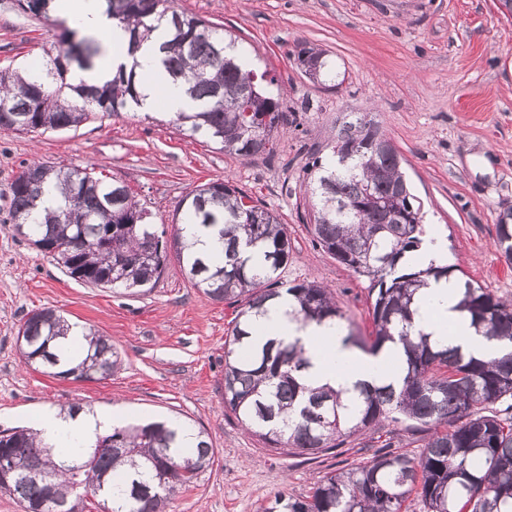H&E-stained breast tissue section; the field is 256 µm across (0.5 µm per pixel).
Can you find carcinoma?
<instances>
[{
    "label": "carcinoma",
    "mask_w": 512,
    "mask_h": 512,
    "mask_svg": "<svg viewBox=\"0 0 512 512\" xmlns=\"http://www.w3.org/2000/svg\"><path fill=\"white\" fill-rule=\"evenodd\" d=\"M112 21L131 33L130 55L147 40L155 23H169L161 45L163 64L184 80L197 103L196 112H179L173 123L205 134L219 149L251 158L275 152L276 134L288 124L282 91L262 85L265 76L250 68L244 51L204 19L174 8V0H106ZM96 41L83 36L69 41L37 72L0 70V129L18 132L76 127L90 116L114 115L138 106L137 63L101 86L74 84V69L93 66ZM250 86L251 101L242 90ZM268 147L256 149L254 138ZM377 134L370 123L348 121L333 146L336 163L312 162L310 227L313 241L357 276L369 281L373 295V330L356 334L345 323L333 293L317 280L285 284L271 274L288 263L291 242L275 212L226 182L196 187L184 199L185 222L199 224L224 242L215 262L190 251L182 228H174L178 259L194 287L213 301L240 305L231 334L224 342V409L271 450L284 455H316L372 425L412 420L428 428L417 456L384 453L371 462L321 477L305 498L278 494L263 512H402L415 494L424 512H512V416L489 406L512 399V303L496 298L466 280L458 309L476 333L494 340L505 354L489 360L458 347L438 344L415 321L416 292L432 280L454 275L448 265L410 266L406 255L419 250L424 234L421 206L402 171L398 153L375 150ZM10 214L15 232L63 267L70 278L96 288H152L168 259L163 241L146 208L130 187L109 182L92 167L57 170L44 163L26 166L12 184ZM397 199L413 212L402 224L385 223L377 201ZM495 247L512 259V224L496 225ZM262 252L268 273L254 272L241 246ZM154 249L146 263L142 253ZM286 292L296 305L293 319L306 326L331 321L343 343L365 355L400 344L405 363L400 385L365 384L346 400L329 387L304 382L310 360L300 338L270 340L250 355L242 354L251 321L266 304ZM70 323L51 308L34 311L18 329L25 364L81 381L106 379L120 365L108 338L89 331L87 354L65 371L55 370L58 346ZM18 467L32 460L44 473L38 483L19 476L0 484L23 512H59L67 504L79 512L83 494L103 482L98 492L105 512H167L174 493L189 488L213 464L214 449L200 441L197 455L179 448L177 431L168 422L151 421L112 429L75 459L54 460V450L28 427L0 433ZM127 465L121 483L113 471Z\"/></svg>",
    "instance_id": "obj_1"
}]
</instances>
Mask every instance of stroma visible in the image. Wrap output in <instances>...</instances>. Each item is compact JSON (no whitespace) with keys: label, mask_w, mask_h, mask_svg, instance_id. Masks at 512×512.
<instances>
[{"label":"stroma","mask_w":512,"mask_h":512,"mask_svg":"<svg viewBox=\"0 0 512 512\" xmlns=\"http://www.w3.org/2000/svg\"><path fill=\"white\" fill-rule=\"evenodd\" d=\"M178 10L230 31L257 72L288 91L293 112L272 157L242 159L170 114L138 109L94 115L79 127L38 133L0 129V431L32 425L48 405L119 406L133 417H170L207 433L212 466L176 493L169 512H258L276 494L307 496L326 473L369 463L385 450L420 451L421 432L372 427L327 453L270 451L225 412L224 341L235 316L187 279L176 255L150 291L127 294L69 278L9 229L11 184L26 165L95 166L127 183L171 228L196 187L246 190L288 226L292 250L282 282L327 286L348 323L371 329L367 280L315 247L303 168L331 154L351 116L378 125L404 159L426 236L443 239L451 266L493 295L512 300V259L494 245L499 215L512 212V17L498 0H176ZM62 29L0 0V69L46 64ZM328 54L333 77L310 82L297 52ZM51 307L111 338L121 357L96 382L54 378L25 366L16 344L27 315Z\"/></svg>","instance_id":"obj_1"}]
</instances>
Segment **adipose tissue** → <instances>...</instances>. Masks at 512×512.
Returning a JSON list of instances; mask_svg holds the SVG:
<instances>
[{
  "label": "adipose tissue",
  "mask_w": 512,
  "mask_h": 512,
  "mask_svg": "<svg viewBox=\"0 0 512 512\" xmlns=\"http://www.w3.org/2000/svg\"><path fill=\"white\" fill-rule=\"evenodd\" d=\"M56 12L68 17L84 30L105 36V52L94 68L77 72L76 80L100 84L119 72L135 68L142 94L140 108L145 112L164 109L174 114L195 111L196 105L186 93L182 82L173 80L162 63L160 45L165 40L163 30H156L137 54L129 52V33L112 22L103 0H55ZM459 289L455 280L430 282L419 294V319L433 340L457 345L480 358L497 355L501 347L476 334L468 317L460 312ZM294 300L281 294L266 308L265 315L254 320L251 343L262 344L270 339L285 341L301 338L309 352L311 365L306 372L317 386H328L353 394L358 383H378L395 380L399 374L387 370L388 359L401 357L402 347L384 349L375 356H367L345 347L335 331L327 325H309L298 330L290 317ZM126 412L118 408L105 411L86 407L69 414L53 407H45L38 415L36 430L46 445L53 447L57 457L69 456L71 449L85 448L97 434L125 426Z\"/></svg>",
  "instance_id": "ef3b65f1"
}]
</instances>
